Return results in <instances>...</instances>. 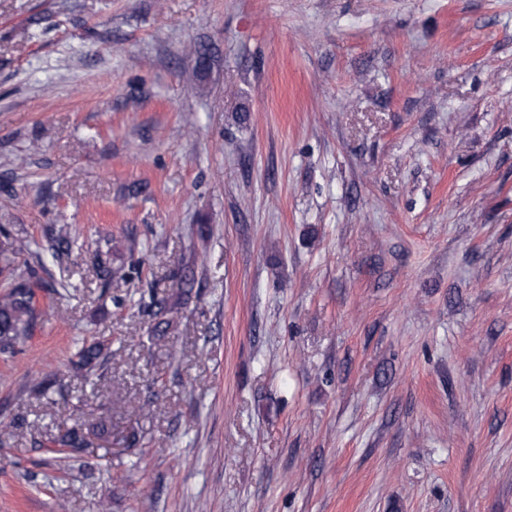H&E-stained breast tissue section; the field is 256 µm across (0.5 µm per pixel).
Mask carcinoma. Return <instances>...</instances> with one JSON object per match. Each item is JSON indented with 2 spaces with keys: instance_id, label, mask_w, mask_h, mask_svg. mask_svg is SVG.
Wrapping results in <instances>:
<instances>
[{
  "instance_id": "obj_1",
  "label": "carcinoma",
  "mask_w": 512,
  "mask_h": 512,
  "mask_svg": "<svg viewBox=\"0 0 512 512\" xmlns=\"http://www.w3.org/2000/svg\"><path fill=\"white\" fill-rule=\"evenodd\" d=\"M37 319L32 276L18 275L0 294V354L13 353L16 344L31 333ZM77 357L74 365L80 370L100 367L107 360L100 345L81 348ZM60 443L66 448L81 451L86 444V438L82 429L74 426L66 431Z\"/></svg>"
}]
</instances>
